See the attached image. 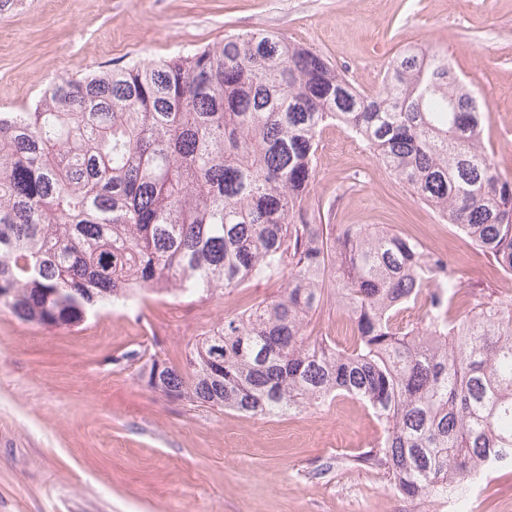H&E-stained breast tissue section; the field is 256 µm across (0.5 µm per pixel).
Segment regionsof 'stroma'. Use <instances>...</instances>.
Listing matches in <instances>:
<instances>
[{
    "label": "stroma",
    "instance_id": "stroma-1",
    "mask_svg": "<svg viewBox=\"0 0 512 512\" xmlns=\"http://www.w3.org/2000/svg\"><path fill=\"white\" fill-rule=\"evenodd\" d=\"M272 29L361 89L404 49L438 44L488 113L485 143L512 177V0H27L0 12V112L32 106L57 78L161 60ZM309 204L325 224H379L455 261L470 293L503 279L369 149L327 126ZM279 277L200 297L147 292L79 326L45 327L0 305V512H448L356 466L382 429L336 397L276 418L173 402L142 359L182 364L200 337L277 296ZM479 512H512V466L480 476Z\"/></svg>",
    "mask_w": 512,
    "mask_h": 512
}]
</instances>
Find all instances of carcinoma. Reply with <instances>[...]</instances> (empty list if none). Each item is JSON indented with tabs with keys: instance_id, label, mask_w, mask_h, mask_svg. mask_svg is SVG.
I'll return each instance as SVG.
<instances>
[{
	"instance_id": "carcinoma-1",
	"label": "carcinoma",
	"mask_w": 512,
	"mask_h": 512,
	"mask_svg": "<svg viewBox=\"0 0 512 512\" xmlns=\"http://www.w3.org/2000/svg\"><path fill=\"white\" fill-rule=\"evenodd\" d=\"M487 118L437 45L400 53L371 93L265 29L61 76L33 108L0 112V305L72 327L146 290L203 297L281 275L276 299L224 318L182 368L143 364L141 379L255 417L351 396L383 426L356 463L410 500L451 488L464 509L480 473L512 466V313L490 299L453 313L463 285L447 257L385 227L326 232L308 198L320 132L344 125L512 276V179L487 151ZM328 289L347 347L308 332ZM414 301L422 319L404 325Z\"/></svg>"
}]
</instances>
